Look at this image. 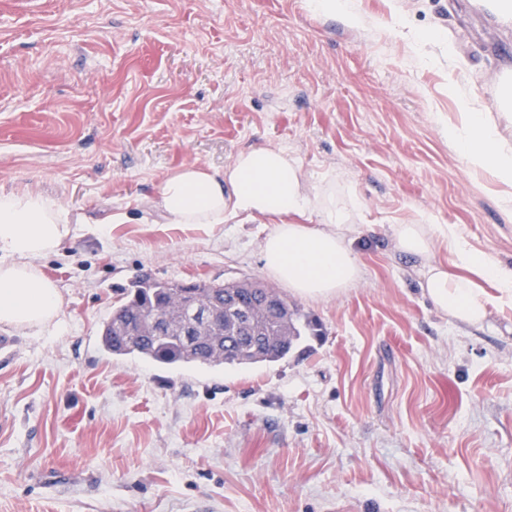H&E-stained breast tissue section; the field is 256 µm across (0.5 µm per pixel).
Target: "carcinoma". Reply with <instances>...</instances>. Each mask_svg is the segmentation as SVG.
<instances>
[{
    "label": "carcinoma",
    "instance_id": "1",
    "mask_svg": "<svg viewBox=\"0 0 512 512\" xmlns=\"http://www.w3.org/2000/svg\"><path fill=\"white\" fill-rule=\"evenodd\" d=\"M194 303L210 319L192 320ZM317 324L302 317L273 288L249 280L172 282L141 276L125 289L103 323L102 347L115 357L160 366L274 363L295 349Z\"/></svg>",
    "mask_w": 512,
    "mask_h": 512
}]
</instances>
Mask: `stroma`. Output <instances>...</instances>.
Returning a JSON list of instances; mask_svg holds the SVG:
<instances>
[{
	"label": "stroma",
	"mask_w": 512,
	"mask_h": 512,
	"mask_svg": "<svg viewBox=\"0 0 512 512\" xmlns=\"http://www.w3.org/2000/svg\"><path fill=\"white\" fill-rule=\"evenodd\" d=\"M350 6L361 25L305 0H0V189L81 219L37 261L61 327L0 326V512H512V308L458 327L392 236L427 218L512 266L503 187L448 138L467 90L512 143V28L471 0ZM277 145L359 205L360 278L288 296L321 336L270 364L106 354L137 275L267 281L265 219L167 224L157 188Z\"/></svg>",
	"instance_id": "stroma-1"
}]
</instances>
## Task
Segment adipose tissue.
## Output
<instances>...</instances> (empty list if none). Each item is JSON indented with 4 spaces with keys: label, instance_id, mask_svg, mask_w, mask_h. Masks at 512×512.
I'll return each mask as SVG.
<instances>
[{
    "label": "adipose tissue",
    "instance_id": "1",
    "mask_svg": "<svg viewBox=\"0 0 512 512\" xmlns=\"http://www.w3.org/2000/svg\"><path fill=\"white\" fill-rule=\"evenodd\" d=\"M461 122L448 137L467 165L488 172L504 191L501 210L512 215V149L496 123L472 111L467 94H459ZM158 206L166 223H227L261 216L273 231L260 252L266 273L294 293L331 298L353 284L361 265L353 249L351 218L354 194L340 198L335 182L319 191L306 184L301 165L287 147L263 146L239 152L224 170L185 164L158 188ZM320 228H312L311 218ZM73 218L61 200L27 190L0 191V324L39 331L62 324V297L36 266L37 258L56 252L70 237ZM437 224H397L396 248L424 261L421 286L440 311L463 327L480 326L489 314L512 307V267L486 253L470 250L456 234L448 245L455 260L434 257Z\"/></svg>",
    "mask_w": 512,
    "mask_h": 512
}]
</instances>
